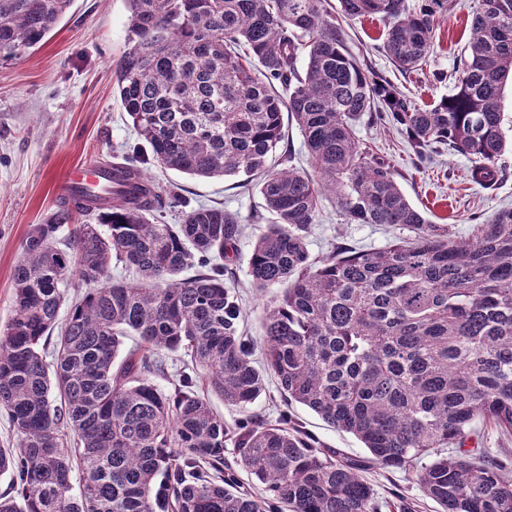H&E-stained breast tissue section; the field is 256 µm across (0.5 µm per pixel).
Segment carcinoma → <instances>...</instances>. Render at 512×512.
Wrapping results in <instances>:
<instances>
[{
	"label": "carcinoma",
	"mask_w": 512,
	"mask_h": 512,
	"mask_svg": "<svg viewBox=\"0 0 512 512\" xmlns=\"http://www.w3.org/2000/svg\"><path fill=\"white\" fill-rule=\"evenodd\" d=\"M126 2L129 43L115 75L145 163L260 179L267 215L255 221L268 225L248 276L257 291L280 293L259 342L244 338L225 277L244 225L204 204L178 224L158 222L178 195H163L135 157L112 164L103 194L62 201L58 221L25 239L13 315L0 327V410L20 435L18 449L0 448L11 490L0 512H378L358 465L317 447L288 416L250 415L230 429L213 411L211 394L248 411L268 374L288 403L354 435L376 465L429 458L417 482L442 512H512V479L468 448L477 419L512 434V208L473 217L459 239L410 204L390 161L356 133L378 113L420 165L459 153L470 158L468 180L494 188L512 0H481L452 92L424 107L351 53L327 0ZM71 4L0 0V63L39 45ZM452 8L340 0L346 17L387 23L382 49L405 73L427 62L435 17ZM286 116L304 138L306 169L286 153L268 167ZM328 196L350 223L405 226L415 238L313 257L307 238ZM74 211L99 223L70 228ZM112 262L138 282L112 281ZM189 268L199 273L182 278ZM75 280L84 293L60 327ZM182 351L192 369L159 386L165 353ZM229 442L264 496L224 472Z\"/></svg>",
	"instance_id": "cac0c4a2"
}]
</instances>
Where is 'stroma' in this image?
Returning <instances> with one entry per match:
<instances>
[{
    "label": "stroma",
    "instance_id": "1",
    "mask_svg": "<svg viewBox=\"0 0 512 512\" xmlns=\"http://www.w3.org/2000/svg\"><path fill=\"white\" fill-rule=\"evenodd\" d=\"M476 0H454L453 10L436 31L434 54L426 71L401 75L380 51L385 25L376 17L343 20L346 41L353 52L375 71L390 79L411 99L427 105L448 95L452 83L436 82L433 71H451L468 40ZM128 46V8L125 0H73L56 28L37 47L13 61L0 64V324L13 314L12 274L26 234L35 224L55 220L59 203L54 198L58 182L71 168L95 159L113 163L115 156L134 157L139 140L119 99L115 67ZM358 137L383 153L394 165L397 181L409 201L437 224L448 225L459 238L471 235L473 216H491L512 207V151L502 157V175L491 190L467 180L468 158L459 154L436 155L433 165L419 167L404 135L389 124L357 126ZM162 189L176 188L177 203L166 207L161 221L179 223L184 211L201 203H219L237 214L246 232L238 243L235 287L243 310L245 336L257 339L267 296L250 284L248 259L260 227L253 217L264 200L256 183L241 177L200 179L169 170L157 173ZM404 227L389 224L348 223L334 204L324 202L317 224L308 235L312 256L326 255L332 246L379 249L409 238ZM214 410L228 427H236L251 414L271 422L289 416L319 446L363 461L361 477L373 488L381 512L405 500L417 512H439L423 496L415 466L386 469L369 463V452L352 434L338 430L300 404L285 405L277 381L249 413L225 406L212 397Z\"/></svg>",
    "mask_w": 512,
    "mask_h": 512
}]
</instances>
